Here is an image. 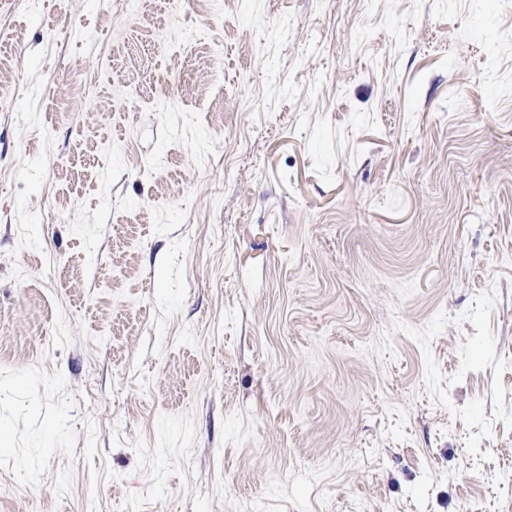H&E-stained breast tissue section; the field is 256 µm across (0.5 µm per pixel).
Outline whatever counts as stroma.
Here are the masks:
<instances>
[{
    "label": "stroma",
    "mask_w": 512,
    "mask_h": 512,
    "mask_svg": "<svg viewBox=\"0 0 512 512\" xmlns=\"http://www.w3.org/2000/svg\"><path fill=\"white\" fill-rule=\"evenodd\" d=\"M0 512H512V0H0Z\"/></svg>",
    "instance_id": "stroma-1"
}]
</instances>
